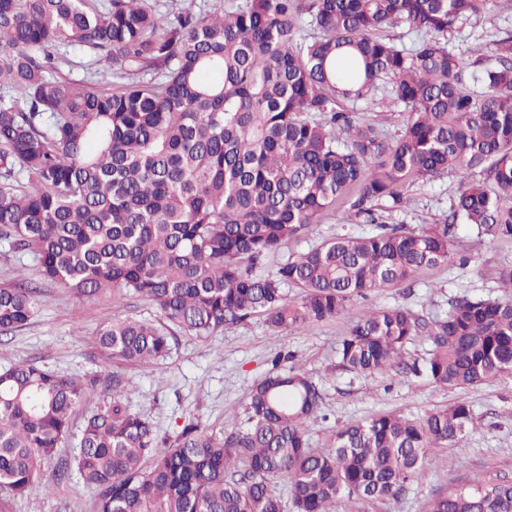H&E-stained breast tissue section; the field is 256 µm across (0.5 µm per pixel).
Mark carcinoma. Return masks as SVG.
Masks as SVG:
<instances>
[{"label":"carcinoma","instance_id":"obj_1","mask_svg":"<svg viewBox=\"0 0 512 512\" xmlns=\"http://www.w3.org/2000/svg\"><path fill=\"white\" fill-rule=\"evenodd\" d=\"M493 4L244 0L161 14L146 0H0V242L80 301L133 296L171 323L127 317L98 330L115 366L112 397L85 417L56 480L76 471L96 512H285L273 489L284 478L293 512H335L344 497L398 498L433 449L468 435L475 417L460 400L420 418L374 414L316 451L305 425L323 393L277 359L241 424L189 420L162 437L123 403L122 367L166 359L174 327L207 338L256 314L279 330L339 317L357 298L448 263L459 221L512 238V36L490 45L495 66L448 48ZM306 16L321 35L304 43ZM402 25L416 34L408 48L373 36ZM70 50L128 82L109 92L54 75ZM466 67L481 90L465 87ZM382 83L388 106L406 111L393 139L344 109ZM478 169L493 190L471 179ZM449 170L460 185L440 222L410 230L384 220L408 186ZM354 189L350 214L380 231L255 272ZM41 296L25 279L1 286L0 332L28 325ZM423 333L431 349L409 364L404 345ZM337 355L359 375L398 367L446 389L512 376V297L459 296L429 325L404 307L369 310ZM98 385L30 363L0 371V490L31 489ZM429 512H512V483L452 484Z\"/></svg>","mask_w":512,"mask_h":512}]
</instances>
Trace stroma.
I'll return each instance as SVG.
<instances>
[{"mask_svg":"<svg viewBox=\"0 0 512 512\" xmlns=\"http://www.w3.org/2000/svg\"><path fill=\"white\" fill-rule=\"evenodd\" d=\"M510 33L512 0H495L490 15L472 16L463 22L449 47L465 58L485 54L492 65L496 59L488 54L490 43ZM387 102L388 93L382 88L372 102L354 104L353 110L385 137L393 138L402 130L404 116L389 111ZM457 183L452 172L413 183L407 189L408 205L392 214V223L416 230L436 222L448 214ZM373 230V225L349 221L347 203L339 202L322 215L319 223L263 259L258 269L272 270L289 257L337 236H366ZM455 235L467 263L443 264L425 270L410 285L372 292L354 301L338 318L301 329L276 330L264 317L254 316L207 338L178 335L166 360L150 366H124L126 404L150 419L162 435L172 434L191 419L218 428L243 419L255 382L265 376L275 357L287 356L323 390L322 412L306 427L311 446L319 450L330 447L341 427L375 413L395 412L417 418L459 400L467 401L473 409V430L463 441L435 449L421 481L403 496L376 502L344 499L337 504L336 512H426L430 498L450 483L476 476L512 482V377L469 389L443 390L424 377L355 374L340 366L336 354L341 337L367 309L402 305L430 322L446 315L454 297L472 294L502 298L501 273L512 266V239L489 240L468 224L457 225ZM18 277L40 283L42 302L28 325L0 334V370L35 362L71 376L99 378V388L104 391L109 386L112 362L97 345L98 328L125 317L153 323L161 320L151 304L136 297L116 303L106 295L92 302H79L64 289L44 282L32 259L18 261L0 242V286ZM84 417L81 410L73 415V435L60 445L56 456L44 459L39 479L25 495L0 492V512H96L95 497L78 475L61 482L53 479L59 461L77 452L76 432Z\"/></svg>","mask_w":512,"mask_h":512,"instance_id":"stroma-1","label":"stroma"}]
</instances>
